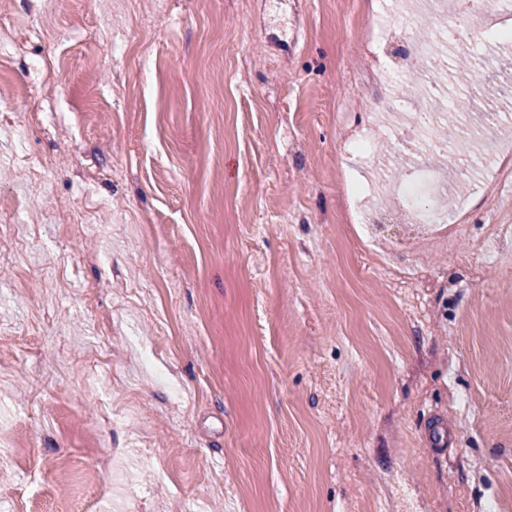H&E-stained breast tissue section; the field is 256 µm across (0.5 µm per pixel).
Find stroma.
<instances>
[{
    "mask_svg": "<svg viewBox=\"0 0 512 512\" xmlns=\"http://www.w3.org/2000/svg\"><path fill=\"white\" fill-rule=\"evenodd\" d=\"M131 2L0 0V512H512V177L448 175L455 236L367 240L350 179L390 211L418 160L352 143L370 14ZM484 51L492 111L434 129L477 163L512 148Z\"/></svg>",
    "mask_w": 512,
    "mask_h": 512,
    "instance_id": "stroma-1",
    "label": "stroma"
}]
</instances>
